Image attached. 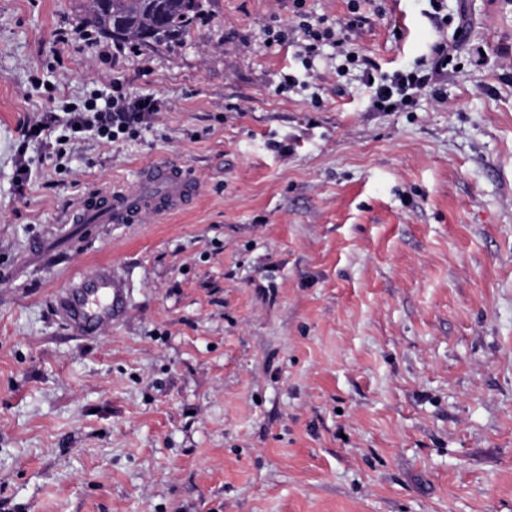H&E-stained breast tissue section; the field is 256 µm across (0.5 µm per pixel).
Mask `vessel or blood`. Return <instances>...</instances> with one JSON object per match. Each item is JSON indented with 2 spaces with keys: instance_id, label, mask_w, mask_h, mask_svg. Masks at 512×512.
<instances>
[{
  "instance_id": "obj_1",
  "label": "vessel or blood",
  "mask_w": 512,
  "mask_h": 512,
  "mask_svg": "<svg viewBox=\"0 0 512 512\" xmlns=\"http://www.w3.org/2000/svg\"><path fill=\"white\" fill-rule=\"evenodd\" d=\"M199 193L196 181L169 162L146 165L137 184L105 185L89 190L72 224H134L144 212L163 216L190 205ZM57 309L72 334L92 336L123 319L128 311L127 284L112 265L100 261L83 268L56 292Z\"/></svg>"
}]
</instances>
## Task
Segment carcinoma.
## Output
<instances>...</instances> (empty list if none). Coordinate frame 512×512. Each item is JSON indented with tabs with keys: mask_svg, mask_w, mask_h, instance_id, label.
I'll list each match as a JSON object with an SVG mask.
<instances>
[{
	"mask_svg": "<svg viewBox=\"0 0 512 512\" xmlns=\"http://www.w3.org/2000/svg\"><path fill=\"white\" fill-rule=\"evenodd\" d=\"M202 0H89L77 31L92 27L112 39L146 44L185 34Z\"/></svg>",
	"mask_w": 512,
	"mask_h": 512,
	"instance_id": "cac0c4a2",
	"label": "carcinoma"
}]
</instances>
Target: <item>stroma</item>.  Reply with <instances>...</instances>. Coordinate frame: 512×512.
Listing matches in <instances>:
<instances>
[{"instance_id": "35a3bbf8", "label": "stroma", "mask_w": 512, "mask_h": 512, "mask_svg": "<svg viewBox=\"0 0 512 512\" xmlns=\"http://www.w3.org/2000/svg\"><path fill=\"white\" fill-rule=\"evenodd\" d=\"M87 4L0 0V512H512V0H443L459 67L400 112L335 48L268 43L293 0L120 47L73 36ZM362 11L382 75L454 38L430 0ZM117 88L165 106L52 130L17 194L20 126ZM155 160L190 207L66 223ZM97 260L130 305L80 338L53 294Z\"/></svg>"}]
</instances>
